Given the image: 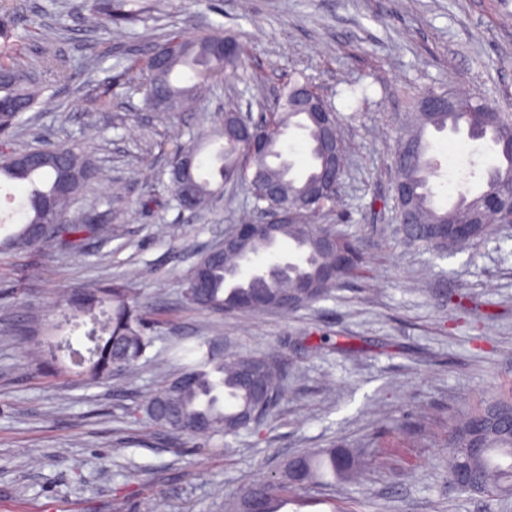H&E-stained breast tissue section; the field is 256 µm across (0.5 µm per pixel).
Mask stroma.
<instances>
[{
    "mask_svg": "<svg viewBox=\"0 0 512 512\" xmlns=\"http://www.w3.org/2000/svg\"><path fill=\"white\" fill-rule=\"evenodd\" d=\"M0 5L34 28L62 23L52 51L69 76L39 70L54 103L36 125L100 170L75 206L111 227L77 252L54 242L0 251V512H225L254 483L282 480L288 458L334 447L360 460L356 480L310 485L281 512H494L449 484L444 443L455 415L512 392V224L445 257L407 244L396 232L393 153L418 91L443 86L512 112V0H142L140 21L108 33L86 26L80 0ZM202 27L241 35L244 68L258 79L215 76L193 111L159 121L117 67L168 30ZM298 75L343 115L345 178L314 221L356 239L370 276L292 312L189 307L184 280L198 254L251 205L239 183L180 211L170 155L219 113L276 104ZM352 82L368 85V104L345 95ZM431 141L466 190L496 162L486 141L463 133ZM147 197L153 205L140 208ZM165 224L179 225L177 238L160 234ZM111 282L157 320L131 374L92 382L77 367L50 376L29 361L37 339L88 347L58 301ZM206 353L282 362V398L258 431L203 446L133 418Z\"/></svg>",
    "mask_w": 512,
    "mask_h": 512,
    "instance_id": "35a3bbf8",
    "label": "stroma"
}]
</instances>
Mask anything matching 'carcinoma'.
I'll list each match as a JSON object with an SVG mask.
<instances>
[{
	"instance_id": "carcinoma-1",
	"label": "carcinoma",
	"mask_w": 512,
	"mask_h": 512,
	"mask_svg": "<svg viewBox=\"0 0 512 512\" xmlns=\"http://www.w3.org/2000/svg\"><path fill=\"white\" fill-rule=\"evenodd\" d=\"M140 0H81V8L93 28L107 33L112 25L133 23L138 20ZM29 29L22 26L14 12L0 13V183H13L26 187V203L16 230L0 239V249L36 248L57 242L71 250H78L89 237L103 238L107 226L95 223L94 213L87 209L70 213L72 203L84 193L88 185L97 180L99 171L71 145L52 144L38 148L43 162L37 167H24L15 159L33 152L20 148L16 143L19 130L33 128L36 116L32 112L41 104L46 90L34 67L21 59L11 42H22ZM238 53L221 58L214 53V45L221 37L210 32L193 38L173 30L166 35L162 49H171L166 73L160 79L152 72L153 54L127 65L121 75L132 82L140 81L145 102L167 120L188 105L205 87L214 74L234 75L246 55L244 43L235 35L228 36ZM186 67L193 73L192 84L174 83L175 72ZM307 84L294 77L282 87L278 108L267 120L265 134L269 143L268 160L259 164L248 159L245 143L224 134V124L231 117L226 112L207 133L192 137L188 144L178 148L174 156L192 152L199 154L204 139L224 141L218 160L221 181L195 175L191 192L196 199L194 209L205 208L223 189L222 181H241L247 186L252 209L262 210L272 206L293 205L301 197L320 165L318 142L319 129L302 114L292 111L293 92ZM448 90L432 88L420 93L411 105L407 123L399 134L393 163L398 177L408 181L413 192L408 200L410 224L400 225L406 242L426 250L444 254L473 244L490 236L495 225L483 223L473 226L466 240L455 234L454 217L477 208L483 198L493 193L512 176V113L499 111L491 102L472 95L461 96L455 112H424L423 99L429 95H446ZM291 129L304 132L311 158L310 165L301 176L291 175L293 165L279 162V141ZM454 133L466 130L472 140L489 139L499 163L486 169L484 188L473 195L462 194L447 209L435 204L436 193L430 184L434 174L433 160L429 157L431 142L428 130ZM261 166V179L279 188V198L269 200L257 192L250 171ZM334 194L321 197L308 209L295 208L288 221L281 225L278 242H288L296 253L297 261L288 263V273L274 276H254L248 280L227 282L224 271L235 270L252 257H259L274 247L262 237H253L238 255H230L224 263L208 264L206 254L200 253L185 279L186 301L197 308L215 312L237 309L231 297L241 293H263L269 298H293L297 307L310 306L327 296L350 278L357 276L364 267V258L357 242L337 232L331 224H313L311 218L328 204ZM333 236L347 258L340 262L336 256L320 248L321 239ZM63 306L69 312L74 326L89 327L86 336L94 343L89 356L71 351L73 365L84 368L85 376L100 381L112 376V371L136 363L151 345L148 331L150 320L139 313L128 300V290L118 283L99 288H87L69 295ZM65 348L60 342L46 341L32 352L42 368L56 372L59 354ZM264 361L262 356H236L215 360L204 356L186 366L180 376L189 375L193 383L174 390L167 384L152 396L177 408L179 418L170 421L155 414L151 403L142 412L152 424L167 427L198 437L210 438L236 434L241 430H254L269 416L279 403L281 371L279 366L267 368L266 385L274 391V403L261 408L257 418L242 424L236 416L253 408L252 398L244 371ZM512 396L500 395L460 416L448 434V480L455 482L458 467L466 468L474 478L465 492L480 493L504 508L512 503ZM304 470L296 477L285 473L281 482H260L254 485L238 502L234 512H275L272 501L279 498L293 500L298 491L328 475L334 479H349L359 465L354 455L342 448H327L317 453L303 455Z\"/></svg>"
}]
</instances>
